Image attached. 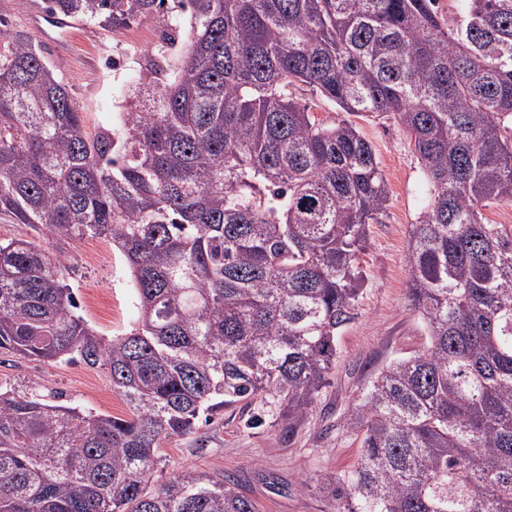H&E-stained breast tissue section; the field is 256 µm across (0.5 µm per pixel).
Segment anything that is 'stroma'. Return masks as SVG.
Returning <instances> with one entry per match:
<instances>
[{"instance_id":"35a3bbf8","label":"stroma","mask_w":512,"mask_h":512,"mask_svg":"<svg viewBox=\"0 0 512 512\" xmlns=\"http://www.w3.org/2000/svg\"><path fill=\"white\" fill-rule=\"evenodd\" d=\"M0 17L8 20L10 31L35 36L91 134L112 114L125 111L131 81L152 66L170 67L156 48L173 30L187 32L190 22L176 10L125 27L77 22L64 30L45 13L43 0H0ZM356 123L375 149L389 203L377 223L369 225L358 257V316L338 339L331 386L301 420L288 422L269 400L258 397L220 411L194 433L166 441L152 487L193 469L240 478L259 512H330L322 494L303 488V481L356 464L360 441L345 430V416L384 364L409 355L424 341V327L406 297L410 226L418 221L426 192L423 168L393 115L369 114ZM61 260L88 325L108 340L130 331L137 315L135 292L129 269L111 244L102 239L76 242ZM0 389L35 393L99 414H128L108 370L100 365L0 353ZM254 415L262 416L263 424L248 426Z\"/></svg>"}]
</instances>
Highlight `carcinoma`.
<instances>
[{
	"mask_svg": "<svg viewBox=\"0 0 512 512\" xmlns=\"http://www.w3.org/2000/svg\"><path fill=\"white\" fill-rule=\"evenodd\" d=\"M167 0H45L114 27ZM176 75L93 136L23 32L0 18V351L107 368L120 418L0 391V512H258L239 480L175 475L163 444L255 397L303 417L357 317L358 254L388 202L371 143L319 122L292 87L404 127L427 180L407 294L425 329L344 427L354 469L320 475L332 512H512V0H176ZM58 244L105 238L137 298L127 333L76 313Z\"/></svg>",
	"mask_w": 512,
	"mask_h": 512,
	"instance_id": "carcinoma-1",
	"label": "carcinoma"
}]
</instances>
